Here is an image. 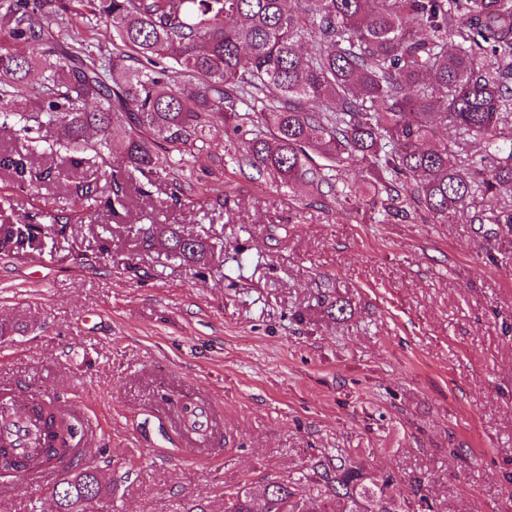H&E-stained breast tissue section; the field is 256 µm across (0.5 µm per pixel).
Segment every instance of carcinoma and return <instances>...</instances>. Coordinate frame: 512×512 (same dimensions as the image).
Wrapping results in <instances>:
<instances>
[{"label": "carcinoma", "instance_id": "obj_1", "mask_svg": "<svg viewBox=\"0 0 512 512\" xmlns=\"http://www.w3.org/2000/svg\"><path fill=\"white\" fill-rule=\"evenodd\" d=\"M107 42L55 25L67 0H0V127L28 143L0 153V170L26 179L38 154L77 169L89 151L121 144L105 207L127 206L137 173L151 184L207 144L217 118L238 136V162L296 194L330 196L385 214L424 210L438 220L477 194L512 186V0H77ZM316 43L312 53L303 42ZM25 44L27 56L12 50ZM152 68L134 67L131 60ZM41 70L38 87L29 73ZM196 86L186 94L179 80ZM482 145L480 167L459 161L434 127ZM360 163L367 195L343 178ZM81 202L98 188L79 181ZM472 221L512 232V208ZM68 210L32 211L0 223V253L44 249L69 234ZM184 261L204 258L199 235L151 231ZM34 410L44 456L73 449L75 423L52 402ZM393 477L376 476L342 451L297 478L243 485L225 512H397ZM57 512H94L108 488L93 468L53 488Z\"/></svg>", "mask_w": 512, "mask_h": 512}]
</instances>
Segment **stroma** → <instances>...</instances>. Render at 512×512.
Here are the masks:
<instances>
[{
  "mask_svg": "<svg viewBox=\"0 0 512 512\" xmlns=\"http://www.w3.org/2000/svg\"><path fill=\"white\" fill-rule=\"evenodd\" d=\"M237 148L215 122L121 219L87 204L52 252L0 256V321L28 324L0 342V386L81 408L77 465L110 483L102 512H224L225 493L338 448L393 476L410 512H512V234L471 220L512 188L444 224L386 217L257 180ZM108 172L95 156L47 180L0 170V192L17 223L72 207L79 180L111 195ZM152 224L213 259L143 246ZM202 403L196 439L182 409ZM52 487L2 475L0 512H55Z\"/></svg>",
  "mask_w": 512,
  "mask_h": 512,
  "instance_id": "stroma-1",
  "label": "stroma"
}]
</instances>
